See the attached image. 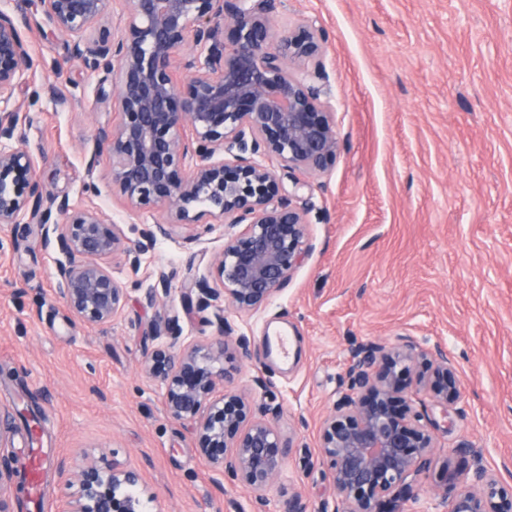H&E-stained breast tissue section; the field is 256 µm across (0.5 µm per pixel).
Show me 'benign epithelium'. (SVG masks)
Returning <instances> with one entry per match:
<instances>
[{
  "label": "benign epithelium",
  "instance_id": "1",
  "mask_svg": "<svg viewBox=\"0 0 512 512\" xmlns=\"http://www.w3.org/2000/svg\"><path fill=\"white\" fill-rule=\"evenodd\" d=\"M109 0H39L46 22L71 45L85 68L112 75L117 127H100L97 148L112 156V189L131 213L163 210L173 224L219 220L228 227L216 274L235 310L253 315L288 284L312 250L305 216L313 207L312 185L295 178L284 184L277 169L323 172L336 159L334 96L322 61L326 36L316 21L281 25L282 0H121L126 24L104 23ZM25 18L0 8V224L51 225L65 255L56 269L69 311L90 325L123 313L127 294L108 260L125 253L131 268L156 243V234L131 248L115 224L89 207L48 193L26 151L10 146L18 136V113L8 109L19 86L36 72L21 33ZM199 307L219 296L190 282ZM179 311L153 321L146 336L174 333ZM234 333L223 321L221 336L157 344L147 360L161 380L169 417L193 425L209 465L254 494L266 512V492L280 475L289 441L269 421L250 415L236 393L215 394ZM431 371L430 388L440 397H461L447 350L426 348L409 336L395 345L366 342L349 349L348 384L321 426L320 454L342 509L381 512L407 492L433 464V434L439 424L413 409V393L401 377L418 363ZM512 477V468L503 465ZM501 472V473H503ZM501 473L485 472L483 488H453L451 512H512V494L499 487ZM18 470L0 468V488ZM136 471L90 466L79 475L69 512H128L139 491Z\"/></svg>",
  "mask_w": 512,
  "mask_h": 512
}]
</instances>
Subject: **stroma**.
Masks as SVG:
<instances>
[{"instance_id":"obj_1","label":"stroma","mask_w":512,"mask_h":512,"mask_svg":"<svg viewBox=\"0 0 512 512\" xmlns=\"http://www.w3.org/2000/svg\"><path fill=\"white\" fill-rule=\"evenodd\" d=\"M41 61L15 95L19 148L52 195L97 208L127 246L162 220L128 215L112 193V160H86L100 126L115 125L104 74L71 57L38 0H11ZM318 18L335 96L340 150L311 183L313 250L263 310L240 316L227 297L180 317L181 340L216 338L221 319L260 348L289 340L285 357L232 360L224 383L245 394L291 448L268 489L270 512L300 494L306 512H335L320 428L345 392L347 349L409 336L454 357L462 394L453 426L435 433L434 466L418 500L391 512H450L452 485L512 463V0H284L281 23ZM222 224H176L132 269L112 275L129 296L111 323L92 326L65 306L55 277L63 256L35 224L0 225V457L44 448L51 512L85 467L136 470L148 512H253L252 495L215 471L188 424L170 420L161 384L145 369L151 320L181 307L186 276L219 287ZM170 291L145 295L159 272ZM265 387H257L255 376Z\"/></svg>"}]
</instances>
